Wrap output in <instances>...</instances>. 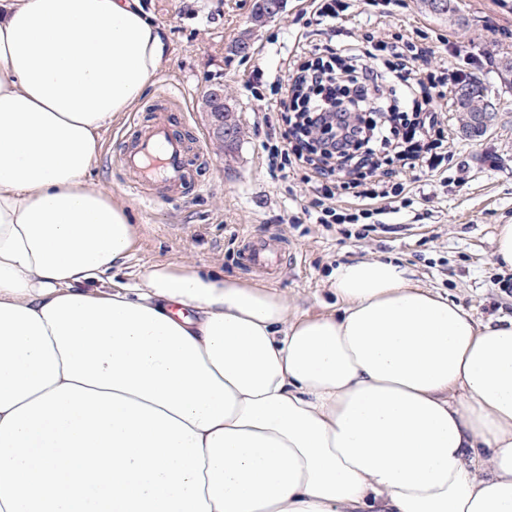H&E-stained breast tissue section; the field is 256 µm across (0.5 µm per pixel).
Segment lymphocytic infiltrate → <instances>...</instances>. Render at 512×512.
Segmentation results:
<instances>
[{"label":"lymphocytic infiltrate","mask_w":512,"mask_h":512,"mask_svg":"<svg viewBox=\"0 0 512 512\" xmlns=\"http://www.w3.org/2000/svg\"><path fill=\"white\" fill-rule=\"evenodd\" d=\"M311 22L326 40H304L288 57L278 106L286 127L268 148L273 177L286 168L309 170L318 198L304 210L309 224L384 223L409 207L400 186L383 179L385 167L444 173L439 149L449 111L448 89L471 77L479 58L469 56L431 70L427 51L413 38L389 47L350 41L347 0H309ZM353 191L361 214L326 207L337 190Z\"/></svg>","instance_id":"obj_1"}]
</instances>
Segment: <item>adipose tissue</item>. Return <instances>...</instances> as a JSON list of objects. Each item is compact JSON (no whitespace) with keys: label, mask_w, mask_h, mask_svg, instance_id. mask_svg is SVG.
Segmentation results:
<instances>
[{"label":"adipose tissue","mask_w":512,"mask_h":512,"mask_svg":"<svg viewBox=\"0 0 512 512\" xmlns=\"http://www.w3.org/2000/svg\"><path fill=\"white\" fill-rule=\"evenodd\" d=\"M164 43L139 0H0V512H512V317L393 261L338 310L156 264L93 188Z\"/></svg>","instance_id":"obj_1"}]
</instances>
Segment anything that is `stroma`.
I'll return each instance as SVG.
<instances>
[{"mask_svg": "<svg viewBox=\"0 0 512 512\" xmlns=\"http://www.w3.org/2000/svg\"><path fill=\"white\" fill-rule=\"evenodd\" d=\"M254 0H141L164 32L165 58L144 96L101 133L102 148L88 177L128 207L135 242L128 260L113 271L117 281L134 279L151 265L192 264L241 279L258 281L287 299L294 316L338 309L332 287L338 265L383 258L405 268L409 277L448 296L481 319L512 316V270L495 256V233L512 224V90L504 88L490 58L512 51V0H461L460 25L421 11L417 0H395L389 13L371 18L367 0H349L352 36L359 41L393 42L417 35L420 44H442L480 57L477 71L499 113L487 133L465 137L458 112L445 120L454 152L449 179L420 172H393L392 182L425 199L395 214L392 228L361 233L356 224H289L314 196L303 172L289 180L272 178L263 144L271 126L281 124L272 87L252 88L255 64L285 72L296 35L308 33L306 0H286L283 12L255 33L248 56L229 46L250 26ZM222 83L236 109L242 136L223 150L202 110V97ZM170 107L173 131L196 143L189 177L174 194L152 204L128 190L119 159L132 146L135 124H150L156 107ZM279 238L285 249L268 273L248 268L240 235Z\"/></svg>", "mask_w": 512, "mask_h": 512, "instance_id": "obj_1", "label": "stroma"}]
</instances>
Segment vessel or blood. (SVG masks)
Wrapping results in <instances>:
<instances>
[{"label": "vessel or blood", "mask_w": 512, "mask_h": 512, "mask_svg": "<svg viewBox=\"0 0 512 512\" xmlns=\"http://www.w3.org/2000/svg\"><path fill=\"white\" fill-rule=\"evenodd\" d=\"M121 165L132 177L130 186L138 200L150 203L154 200L151 186L175 191L185 183L191 167L190 146L173 133L169 114L161 113L152 125L139 130L134 148L123 153Z\"/></svg>", "instance_id": "b4317fda"}]
</instances>
